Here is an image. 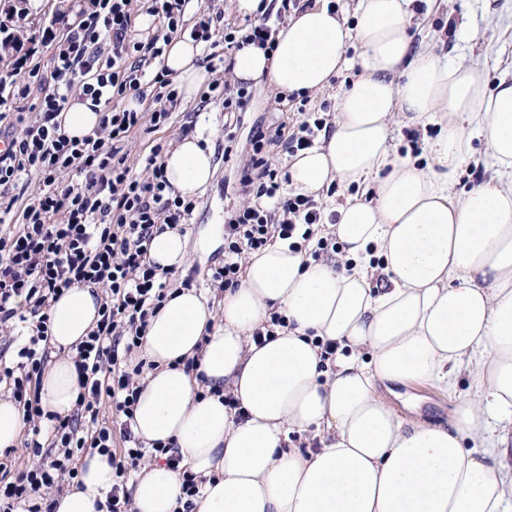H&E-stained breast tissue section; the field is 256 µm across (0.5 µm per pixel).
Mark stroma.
<instances>
[{
    "instance_id": "stroma-1",
    "label": "stroma",
    "mask_w": 512,
    "mask_h": 512,
    "mask_svg": "<svg viewBox=\"0 0 512 512\" xmlns=\"http://www.w3.org/2000/svg\"><path fill=\"white\" fill-rule=\"evenodd\" d=\"M71 0H41L32 8L31 0H0V23L8 24L18 44L28 45L35 31L48 26L56 12L67 9ZM411 33L414 43L432 44L435 51L452 63H477L484 66L490 82L512 79V0H415ZM251 100L237 123L225 127L221 101L198 95L181 101L170 122L155 132L137 131L129 145L131 163H140L151 141L171 145L182 136L186 126H203L207 147L213 153L216 171L201 194V204L189 217L184 235L188 262L169 274L168 288L179 287L184 278H192L195 290L211 307H218L224 293L211 284L212 275L224 261V236L213 227L224 224L228 214L246 201L240 184L241 169L250 150V139L260 127L279 123L292 125L294 102L274 94L266 81L249 84ZM233 133L241 153L224 157V135ZM496 175L486 140L474 136L470 150L458 173L457 190H469ZM474 389L467 372L457 376L453 391L442 393L425 385H393L388 399L397 415L431 423H447L455 403L471 398Z\"/></svg>"
}]
</instances>
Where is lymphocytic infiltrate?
<instances>
[{
	"label": "lymphocytic infiltrate",
	"mask_w": 512,
	"mask_h": 512,
	"mask_svg": "<svg viewBox=\"0 0 512 512\" xmlns=\"http://www.w3.org/2000/svg\"><path fill=\"white\" fill-rule=\"evenodd\" d=\"M191 0H80L74 17L57 13L59 34L49 39L52 67L43 72L29 63L13 79L0 82V122L15 112L21 130L0 150V333L28 322L32 335L16 366L0 371L14 400L23 408L25 445L41 465L0 485V512H52L47 495L76 479L74 460L97 452L112 461V488L106 512H131L128 482L143 459L176 471L183 512H193L200 481L172 447L145 448L131 429L138 401L136 378L143 363L126 359L141 348L148 318L168 295L166 278L147 258L155 226L180 227L197 200L171 196L161 164L163 143H155L134 171L128 150L133 130L143 124L167 125L178 90L162 65L175 37L183 35L205 49L225 42L234 49L255 44L273 49L270 11L257 14L247 33L237 34L223 15L189 13ZM153 16L156 28L146 40L133 34L139 14ZM103 103L93 135L71 139L56 117L72 98ZM37 115L24 117L26 106ZM325 118L304 113L297 131L282 137L280 127L256 131L241 183L252 199L239 206L224 226V263L212 275L215 287H238L242 256L264 248L275 237L301 234L312 257L327 252L331 241L317 236L318 206L301 195L280 196L278 172L266 148L284 142L289 154L310 148ZM80 177L77 185L64 177ZM94 285L102 290L100 318L75 351L82 388L73 415L45 411L39 388L50 349V309L64 290ZM110 400L121 422L111 429L101 418L102 400ZM50 444L39 440L42 428ZM123 445L114 447L113 432Z\"/></svg>",
	"instance_id": "obj_1"
}]
</instances>
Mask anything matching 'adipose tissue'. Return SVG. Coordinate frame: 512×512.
I'll return each instance as SVG.
<instances>
[{
  "label": "adipose tissue",
  "instance_id": "obj_1",
  "mask_svg": "<svg viewBox=\"0 0 512 512\" xmlns=\"http://www.w3.org/2000/svg\"><path fill=\"white\" fill-rule=\"evenodd\" d=\"M412 2L359 0L352 27L314 4L279 28L273 52L252 45L233 56L234 80L265 77L283 94L321 91L343 68L357 69L332 133L293 157L288 187L318 199L338 183L370 198L336 205L341 255L316 261L280 239L248 254L221 312L181 288L149 317L141 351L154 368L132 429L145 445L175 444L202 477L195 512H512V82L489 86L482 67L413 47ZM198 55L176 40L164 56L187 99L207 79ZM397 123L438 124L426 163L397 153ZM476 134L504 179L459 195L457 171ZM162 165L188 198L214 175L193 134ZM148 259L162 272L182 267L185 238L155 231ZM99 308L84 286L51 306L57 356L40 391L59 416L79 399L69 353ZM274 311L285 326L256 345ZM328 341L336 353L325 362ZM195 356L198 370L186 371ZM465 365L475 395L445 427L398 417L380 393L391 383L445 391ZM228 392L242 415L225 407ZM294 429L313 432L319 450L287 447ZM475 436L485 447H466ZM79 479L55 512H98L112 488L107 456L85 455ZM129 489L132 512H175L180 479L154 464Z\"/></svg>",
  "mask_w": 512,
  "mask_h": 512
}]
</instances>
